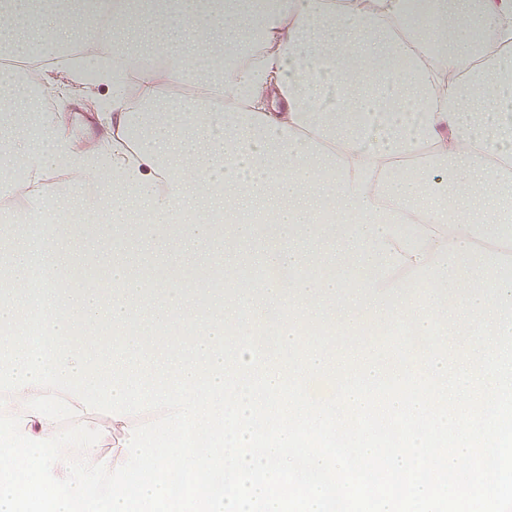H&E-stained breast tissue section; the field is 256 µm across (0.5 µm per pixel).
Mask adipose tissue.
Returning a JSON list of instances; mask_svg holds the SVG:
<instances>
[{"instance_id": "obj_1", "label": "adipose tissue", "mask_w": 512, "mask_h": 512, "mask_svg": "<svg viewBox=\"0 0 512 512\" xmlns=\"http://www.w3.org/2000/svg\"><path fill=\"white\" fill-rule=\"evenodd\" d=\"M112 5V24L87 31L88 44L144 49L141 63L115 62L112 109L91 115L95 147L83 151L63 115L46 111L44 90L0 70V112L36 115L18 148L0 156V182L23 167L30 224L46 209L64 210L53 195L56 174L74 187L96 184L84 204L111 203L114 223L139 238L190 233L198 252L215 253L231 271L250 227H262V258L270 266L305 270L304 278L259 282V291L213 306L194 320L181 281L145 292L146 278L113 259L108 291L72 288V309L86 321L129 333L130 323L165 314L194 321L208 334L213 319L244 324L251 311L263 325L281 305L313 312L330 301L338 320L362 322L369 308L389 305L393 320L434 335L448 306L429 311L438 290L460 283L467 298L490 282L496 301L512 306V278L498 256L477 250L512 224V57L473 51L476 32L499 21L512 44V0H380L362 12L351 0H88L94 14ZM70 0H0V55L25 61L40 48L68 42L70 32L47 23ZM261 34L255 62L216 69ZM164 78H157L156 65ZM192 84L190 96L172 90ZM224 102L220 112L209 102ZM426 151L425 163L404 158ZM422 221L424 245L409 250L395 227ZM336 245L340 275L357 272L362 294L352 301L319 273V252L304 239ZM45 298L70 286L77 259L62 237L43 244ZM33 435L50 437L63 415L87 418L82 404L58 390L13 393Z\"/></svg>"}]
</instances>
